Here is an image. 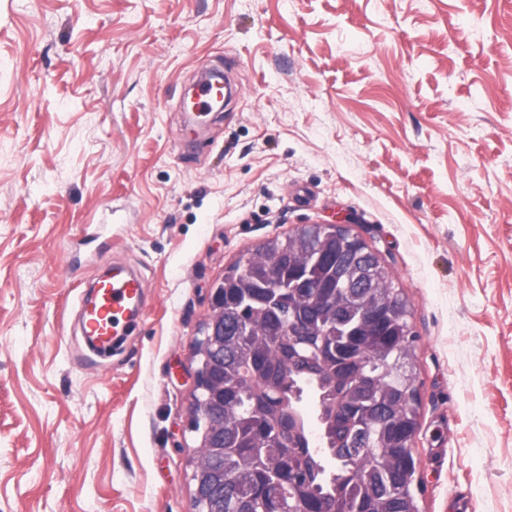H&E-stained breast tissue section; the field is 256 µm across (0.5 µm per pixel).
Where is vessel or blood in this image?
I'll return each mask as SVG.
<instances>
[{
  "label": "vessel or blood",
  "mask_w": 512,
  "mask_h": 512,
  "mask_svg": "<svg viewBox=\"0 0 512 512\" xmlns=\"http://www.w3.org/2000/svg\"><path fill=\"white\" fill-rule=\"evenodd\" d=\"M145 288L139 275L122 267L98 279L94 296L83 312L84 335L102 344L124 335L142 311Z\"/></svg>",
  "instance_id": "b4317fda"
}]
</instances>
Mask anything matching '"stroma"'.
<instances>
[{
    "instance_id": "stroma-1",
    "label": "stroma",
    "mask_w": 512,
    "mask_h": 512,
    "mask_svg": "<svg viewBox=\"0 0 512 512\" xmlns=\"http://www.w3.org/2000/svg\"><path fill=\"white\" fill-rule=\"evenodd\" d=\"M210 66L240 93L189 148ZM336 221L408 303L420 512H512V0H0V512H195L211 292ZM145 288L139 275L123 267H115L112 276L98 279L94 296L83 312V334L101 346L111 337L124 336L142 311Z\"/></svg>"
}]
</instances>
